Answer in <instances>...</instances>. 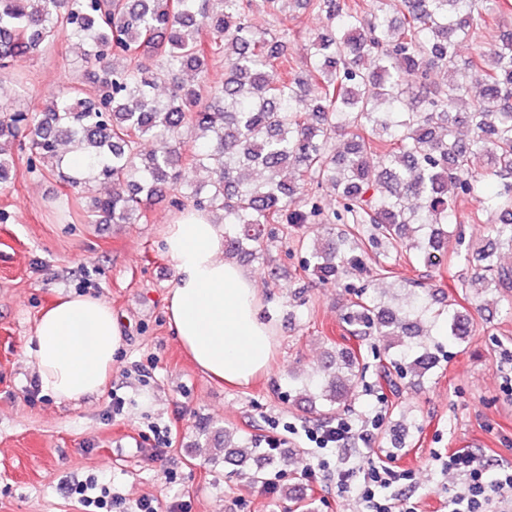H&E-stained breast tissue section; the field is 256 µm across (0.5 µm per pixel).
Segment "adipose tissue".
Here are the masks:
<instances>
[{
  "label": "adipose tissue",
  "mask_w": 512,
  "mask_h": 512,
  "mask_svg": "<svg viewBox=\"0 0 512 512\" xmlns=\"http://www.w3.org/2000/svg\"><path fill=\"white\" fill-rule=\"evenodd\" d=\"M166 247L177 274L166 311L179 343L211 377L248 385L268 369L277 330L261 315L253 277L225 259L223 225L184 212L169 225ZM122 342L100 298H57L39 317L30 351L42 389L73 402L99 391Z\"/></svg>",
  "instance_id": "ef3b65f1"
}]
</instances>
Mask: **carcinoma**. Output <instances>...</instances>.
<instances>
[{"label":"carcinoma","instance_id":"obj_1","mask_svg":"<svg viewBox=\"0 0 512 512\" xmlns=\"http://www.w3.org/2000/svg\"><path fill=\"white\" fill-rule=\"evenodd\" d=\"M251 2L0 0V71L62 35L85 75L40 108L0 111V140L16 145L27 171L56 174L83 193L89 224L145 221L147 206L170 192L177 210H203L224 224V254L257 259L292 240L306 253L303 269L330 285L366 269L367 246L381 242L413 265L448 256L452 238L462 239L456 200L469 197L498 222L495 244L465 249L474 267L466 292L474 301L486 292L509 297L512 268L497 250L512 249V31L462 59L458 40L486 23L479 0H376L353 9L347 0H263L272 17L291 2L326 16L325 31L302 47L306 68L298 71L292 42L267 37ZM221 57L224 80L216 83L210 67ZM434 70L448 81L428 84ZM410 73L419 85L405 83ZM464 127L468 140L457 135ZM185 131L194 133L187 149ZM146 141L155 143L148 154ZM65 145L83 152L82 170L63 171ZM182 161L208 171L207 184L180 183ZM12 172L14 157L1 147V185ZM99 181L112 192L95 193ZM324 185L339 209L319 205ZM336 223L344 229L322 245L298 234ZM406 285L402 304L362 292L339 317L351 336L388 341L393 353L381 375L389 383L440 365L433 337L463 345L477 331L455 298ZM330 348L304 379L291 376L324 415L348 409L366 369L363 355ZM263 443L277 447L254 440L241 452L242 464L249 454L262 462L248 471L254 484L266 483ZM295 486H281L284 512H310Z\"/></svg>","mask_w":512,"mask_h":512}]
</instances>
